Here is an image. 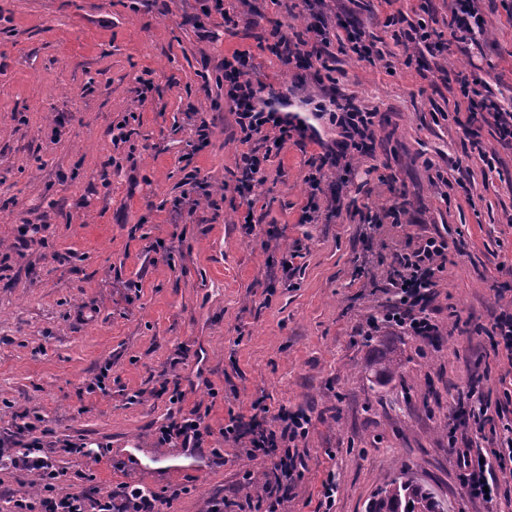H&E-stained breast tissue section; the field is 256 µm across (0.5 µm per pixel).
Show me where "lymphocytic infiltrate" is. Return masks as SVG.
Returning a JSON list of instances; mask_svg holds the SVG:
<instances>
[{
    "mask_svg": "<svg viewBox=\"0 0 512 512\" xmlns=\"http://www.w3.org/2000/svg\"><path fill=\"white\" fill-rule=\"evenodd\" d=\"M448 29L457 43H478L485 30L478 0H452ZM330 45L325 26L309 25L296 38L279 37L274 52L290 66L312 55L322 56ZM254 70L248 52L237 50L224 59V96L235 116L240 141L246 146L237 163L239 189L249 198L256 197L265 184L268 160L267 155L251 148V141L257 138L278 150L292 132L306 130L290 114L273 109L271 99L264 96V83L253 76ZM461 96L470 115L480 116L493 129L496 142L512 148V101L494 100L466 83L461 86ZM314 111L338 128L342 136L341 141L323 144L321 166L335 168L351 162L374 139L373 113L364 111L353 98L332 93L316 103ZM449 249L447 237L436 235L426 237L412 251L396 255V266L387 283L391 299L381 316L368 319L366 335L376 336L388 329L429 342L440 336L431 304L447 268ZM456 407L466 411L470 421L448 441L462 470L461 479L473 497H497L500 482L490 470L493 463L512 461V426L504 429L499 446L492 451V461H485L478 436L487 419L488 401L472 388L458 396ZM266 412L265 405L253 403L249 418L230 416L222 433L225 439L246 447L250 457L262 455L273 461L274 479L265 484L260 499L266 504L265 512H279L284 485L302 478L304 473L298 443L308 435L309 419L302 413L282 412L278 429L270 430L263 426ZM211 434V428L196 412H178L159 428L157 442L162 446L199 448ZM17 470L36 474L40 490L34 496H17L14 512H161L166 502L158 492L139 484H119L103 502L80 492L61 491L63 473L45 451L41 438L35 436L23 448H0V472Z\"/></svg>",
    "mask_w": 512,
    "mask_h": 512,
    "instance_id": "obj_1",
    "label": "lymphocytic infiltrate"
}]
</instances>
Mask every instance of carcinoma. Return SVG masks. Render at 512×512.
Masks as SVG:
<instances>
[{
  "instance_id": "obj_1",
  "label": "carcinoma",
  "mask_w": 512,
  "mask_h": 512,
  "mask_svg": "<svg viewBox=\"0 0 512 512\" xmlns=\"http://www.w3.org/2000/svg\"><path fill=\"white\" fill-rule=\"evenodd\" d=\"M367 512H445V508L431 487L402 470L380 487Z\"/></svg>"
}]
</instances>
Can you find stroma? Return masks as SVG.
Masks as SVG:
<instances>
[{
	"mask_svg": "<svg viewBox=\"0 0 512 512\" xmlns=\"http://www.w3.org/2000/svg\"><path fill=\"white\" fill-rule=\"evenodd\" d=\"M0 0V438L15 418H42L43 441L64 489L104 496L141 483L172 497L163 512H256L245 472L268 479L270 459L249 458L220 433L253 402L311 418L299 444L306 470L285 490L283 512H365L401 467L431 486L447 512H512V479L494 504L471 499L448 450L459 391L489 394L496 427L512 424V366L490 329L512 313V152L491 130L459 124L460 82L486 80L512 98V0H480L486 35L438 56L405 50L387 22L401 12L448 31V0H359L371 38L392 68L336 53L338 89L374 112L375 149L356 157L329 218L302 224L305 177L319 152L288 141L271 157L255 203L237 189L244 146L224 101L225 54L249 52L271 95L301 86L321 100L311 70L283 67L271 47L311 23L303 0ZM152 90L142 94L143 82ZM213 123L194 144V120ZM126 124L129 142L112 144ZM206 177L192 210L178 212L190 173ZM403 206L399 222L369 228V212ZM253 211L245 235L240 213ZM42 238L25 239L29 225ZM447 236L454 254L434 300L438 344L389 333L365 345L359 329L388 302L394 254L422 236ZM300 251L294 270L284 251ZM391 351L396 375L373 360ZM108 371L107 389L96 377ZM179 381L172 404L162 386ZM198 411L214 434L203 471H175L155 429ZM110 445L96 461L68 443ZM155 449L145 467L131 444ZM337 482L326 507L322 484Z\"/></svg>",
	"mask_w": 512,
	"mask_h": 512,
	"instance_id": "1",
	"label": "stroma"
}]
</instances>
